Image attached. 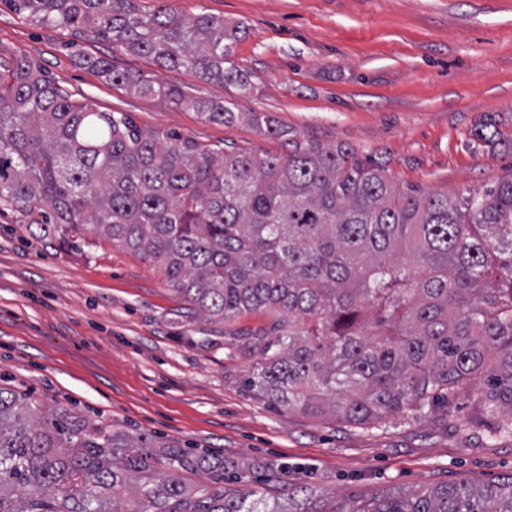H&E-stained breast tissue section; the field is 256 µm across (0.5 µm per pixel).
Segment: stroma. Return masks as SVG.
I'll use <instances>...</instances> for the list:
<instances>
[{
	"label": "stroma",
	"instance_id": "1",
	"mask_svg": "<svg viewBox=\"0 0 512 512\" xmlns=\"http://www.w3.org/2000/svg\"><path fill=\"white\" fill-rule=\"evenodd\" d=\"M246 26L232 60L248 91L70 32L33 24L0 0V53L25 57L74 99L123 112L144 130L279 153L248 121L212 123L193 108L131 95L79 61L89 54L156 75L201 101L234 100L303 139L352 147L400 186L460 196L512 174V0H167ZM489 125L491 140L475 139ZM0 206V385L76 407L128 433L217 458L249 460L268 485L311 482L337 501L391 488L512 475V439L477 421L484 383L432 412L371 427L275 409L245 386L271 336L265 313L206 321L153 261L85 235L75 247L33 236ZM251 329L250 346L236 329Z\"/></svg>",
	"mask_w": 512,
	"mask_h": 512
}]
</instances>
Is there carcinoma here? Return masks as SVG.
Wrapping results in <instances>:
<instances>
[{
  "mask_svg": "<svg viewBox=\"0 0 512 512\" xmlns=\"http://www.w3.org/2000/svg\"><path fill=\"white\" fill-rule=\"evenodd\" d=\"M9 2L34 24L249 86L230 60L244 27L221 17L141 0ZM85 62L130 94L224 125L243 118L234 100L205 105L143 72ZM248 118L286 152L145 131L0 54V203L49 217L33 225L64 244L92 232L158 263L211 321L269 314L274 340L245 387L273 408L359 427L482 377L483 415L498 419L494 435L512 436V177L465 197L404 190L349 146L300 140L261 112ZM256 468L0 386V512H512V477L357 506L308 485L289 487L286 506L225 485V473L241 483ZM200 474L207 483L193 484Z\"/></svg>",
  "mask_w": 512,
  "mask_h": 512,
  "instance_id": "1",
  "label": "carcinoma"
}]
</instances>
